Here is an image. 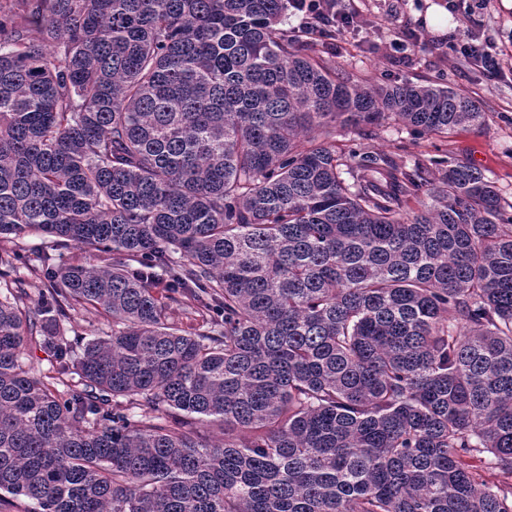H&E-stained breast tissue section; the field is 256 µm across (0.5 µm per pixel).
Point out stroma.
<instances>
[{"instance_id": "obj_1", "label": "stroma", "mask_w": 512, "mask_h": 512, "mask_svg": "<svg viewBox=\"0 0 512 512\" xmlns=\"http://www.w3.org/2000/svg\"><path fill=\"white\" fill-rule=\"evenodd\" d=\"M367 24L334 39H313L311 51L340 77L353 83L387 85L403 81L438 83L478 99L486 112L481 126L445 137L421 134L389 122L382 126L329 129V142L409 159L433 158L453 164L470 163L494 181L512 202V0H482L476 11V33L500 60L490 74L469 65L451 46V37L465 25L462 14L449 12L445 0H361ZM409 27L420 32L405 63L389 57L392 33Z\"/></svg>"}]
</instances>
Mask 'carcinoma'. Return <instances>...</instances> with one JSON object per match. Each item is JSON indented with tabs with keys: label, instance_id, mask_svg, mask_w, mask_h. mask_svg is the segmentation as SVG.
Listing matches in <instances>:
<instances>
[{
	"label": "carcinoma",
	"instance_id": "1",
	"mask_svg": "<svg viewBox=\"0 0 512 512\" xmlns=\"http://www.w3.org/2000/svg\"><path fill=\"white\" fill-rule=\"evenodd\" d=\"M12 2L0 239L51 245L35 299L28 256L0 253V503L512 512V203L465 163L325 131L441 136L480 103L340 78L280 27L290 0ZM69 246L93 260L57 264ZM77 308L112 333L71 340ZM27 368H30L32 373L41 375L46 373L51 368L53 362L52 353L39 347L28 346L25 350Z\"/></svg>",
	"mask_w": 512,
	"mask_h": 512
}]
</instances>
